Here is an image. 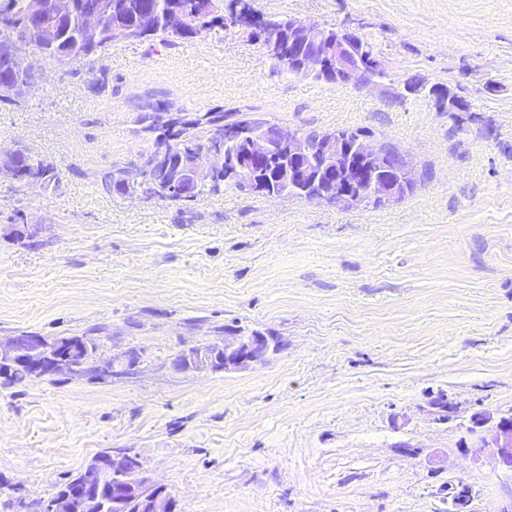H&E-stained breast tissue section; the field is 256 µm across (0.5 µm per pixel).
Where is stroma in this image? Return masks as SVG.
<instances>
[{
    "mask_svg": "<svg viewBox=\"0 0 512 512\" xmlns=\"http://www.w3.org/2000/svg\"><path fill=\"white\" fill-rule=\"evenodd\" d=\"M358 28L390 76L294 75L244 28L127 41L95 69L41 63L0 106V153L53 159L55 191L0 176V336H88L116 379L0 386V512L128 448L178 512H501L512 470L475 447L512 415V0H254ZM417 77L415 93L403 83ZM444 85L468 109L437 111ZM153 96L282 129L364 128L406 152L400 202L343 209L226 189L184 206L101 183L139 164ZM278 336L242 372L181 373L225 327Z\"/></svg>",
    "mask_w": 512,
    "mask_h": 512,
    "instance_id": "1",
    "label": "stroma"
}]
</instances>
